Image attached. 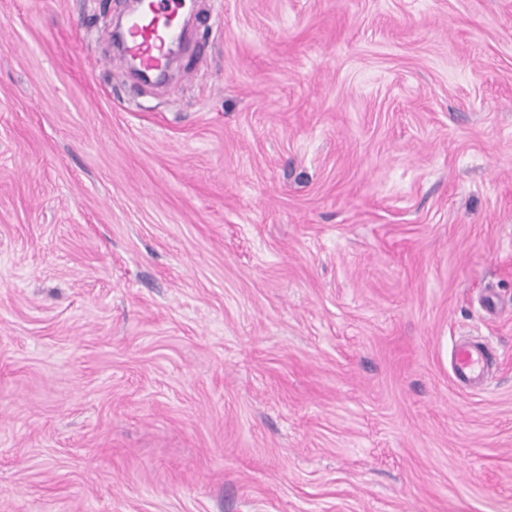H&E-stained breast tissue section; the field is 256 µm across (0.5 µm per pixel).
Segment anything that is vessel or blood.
I'll return each mask as SVG.
<instances>
[{
  "label": "vessel or blood",
  "mask_w": 512,
  "mask_h": 512,
  "mask_svg": "<svg viewBox=\"0 0 512 512\" xmlns=\"http://www.w3.org/2000/svg\"><path fill=\"white\" fill-rule=\"evenodd\" d=\"M176 0H156L155 17L149 22H132L123 41L125 58L137 59L143 71L159 73L165 67L166 39L159 30V19L172 13ZM493 355L487 343L475 341L459 345L453 363L455 381L463 386L480 389Z\"/></svg>",
  "instance_id": "1"
}]
</instances>
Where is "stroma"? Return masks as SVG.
<instances>
[{"label":"stroma","instance_id":"stroma-1","mask_svg":"<svg viewBox=\"0 0 512 512\" xmlns=\"http://www.w3.org/2000/svg\"><path fill=\"white\" fill-rule=\"evenodd\" d=\"M128 7L0 0V512H512V0ZM177 6L175 0H158L155 16L148 23L133 21L128 27L127 39H123L124 57L135 58L143 71L160 73L165 68L166 39L159 30V16H171ZM171 13V14H170ZM492 360L493 355L486 342L460 344L453 363L455 381L474 390L480 389L485 383V375Z\"/></svg>","mask_w":512,"mask_h":512}]
</instances>
